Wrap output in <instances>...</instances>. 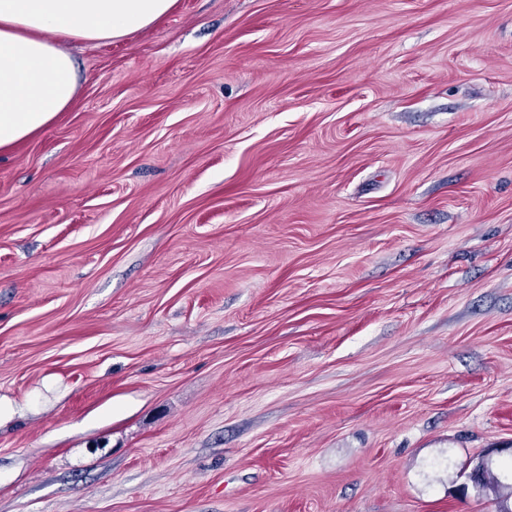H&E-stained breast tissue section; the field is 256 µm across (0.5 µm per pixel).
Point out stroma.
Segmentation results:
<instances>
[{
  "mask_svg": "<svg viewBox=\"0 0 512 512\" xmlns=\"http://www.w3.org/2000/svg\"><path fill=\"white\" fill-rule=\"evenodd\" d=\"M0 154V512H496L512 0H178Z\"/></svg>",
  "mask_w": 512,
  "mask_h": 512,
  "instance_id": "1",
  "label": "stroma"
}]
</instances>
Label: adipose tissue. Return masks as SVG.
I'll list each match as a JSON object with an SVG mask.
<instances>
[{"label":"adipose tissue","instance_id":"obj_1","mask_svg":"<svg viewBox=\"0 0 512 512\" xmlns=\"http://www.w3.org/2000/svg\"><path fill=\"white\" fill-rule=\"evenodd\" d=\"M177 0H0V153L46 128L77 91L59 36L108 43L149 27Z\"/></svg>","mask_w":512,"mask_h":512}]
</instances>
